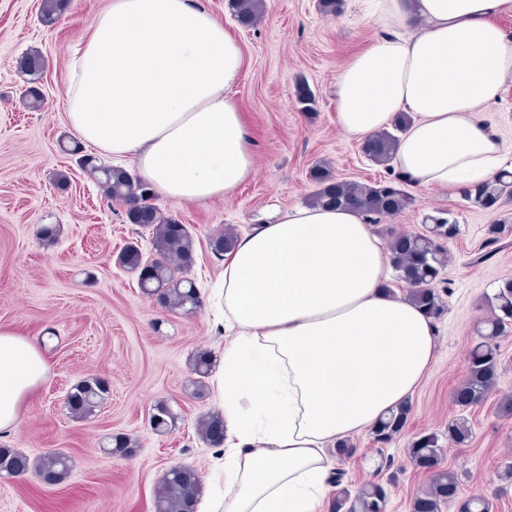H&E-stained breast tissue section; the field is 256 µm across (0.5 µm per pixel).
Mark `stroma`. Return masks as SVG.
<instances>
[{
	"instance_id": "35a3bbf8",
	"label": "stroma",
	"mask_w": 512,
	"mask_h": 512,
	"mask_svg": "<svg viewBox=\"0 0 512 512\" xmlns=\"http://www.w3.org/2000/svg\"><path fill=\"white\" fill-rule=\"evenodd\" d=\"M200 2L241 47L244 65L233 96L251 131L256 165L227 198L189 203L152 197L194 239L188 276L200 304L186 312L164 308L141 291L136 273L119 265V254L131 244L143 260L155 258L152 233L127 223L124 203L106 198L69 152L75 136L66 121L65 91L72 54L109 0H70L50 26L41 20V0H0V327L38 340L47 362L17 426L0 432V447L33 460L61 451L71 460L69 476L56 486L31 470L0 475V512H155L156 488L175 465L197 470L204 495H216L211 477L224 454L202 441L197 422L219 405L213 385H206L202 397L191 394L196 354L208 351L218 361L224 352V327L211 305L224 262L212 253L210 239L227 227L248 233L304 204L314 189L309 170L317 162L345 180L373 183L396 176L368 160L360 141L336 122L338 71L382 33L366 0H344L336 15L321 13L317 0H264L262 21L248 28L236 21L227 0ZM30 53L45 60L38 79L45 104L38 111L23 100L29 77L19 62ZM302 81L316 97L314 112L301 111L296 100ZM62 173L69 178L64 187L57 183ZM402 187L413 203L388 220L381 243L393 231L422 230L427 217L445 211L461 228L448 244L437 358L411 400L403 433L383 448L371 435L357 437V454L339 466L352 488L378 477L388 481V512H410L413 495L429 476L413 468L407 448L412 437L434 433L445 448V466L460 479V499L484 496L495 512H512V484L499 479L512 464V417L496 412L499 398L512 394V330L498 340L495 390L462 412L472 428L470 444L459 447L444 436L460 413L453 393L466 375L477 329L490 314L487 300L512 279V202L493 214L461 195L407 181ZM499 219L505 229L497 253L477 261L487 225ZM46 226L56 227L54 240L43 239ZM91 377L106 381L109 394L94 415L75 418L66 395ZM160 402L179 415L172 432L150 426ZM119 433L134 442L133 456L104 453Z\"/></svg>"
}]
</instances>
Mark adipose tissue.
Masks as SVG:
<instances>
[{"mask_svg":"<svg viewBox=\"0 0 512 512\" xmlns=\"http://www.w3.org/2000/svg\"><path fill=\"white\" fill-rule=\"evenodd\" d=\"M512 0H375L385 29L336 75L337 122L363 140L412 120L393 164L453 194L503 169L483 118L512 79L496 17ZM242 52L197 0H111L70 65L71 131L132 159L174 201L230 196L255 165L231 94ZM389 261L362 214L298 205L224 256V495L214 512H324L337 441L410 400L436 360L435 323L389 293ZM47 371L0 329V430Z\"/></svg>","mask_w":512,"mask_h":512,"instance_id":"adipose-tissue-1","label":"adipose tissue"}]
</instances>
